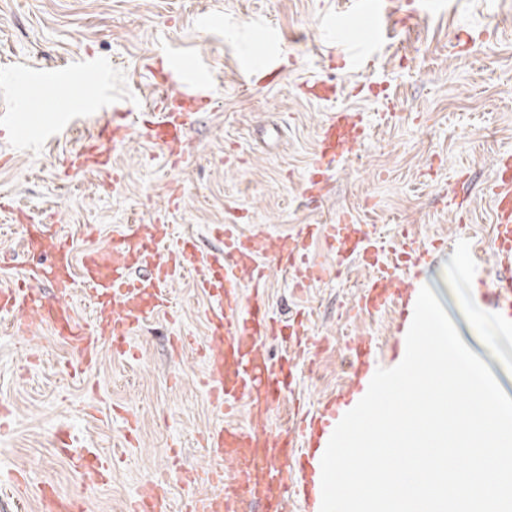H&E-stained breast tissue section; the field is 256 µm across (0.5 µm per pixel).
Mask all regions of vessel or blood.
<instances>
[{"label": "vessel or blood", "mask_w": 512, "mask_h": 512, "mask_svg": "<svg viewBox=\"0 0 512 512\" xmlns=\"http://www.w3.org/2000/svg\"><path fill=\"white\" fill-rule=\"evenodd\" d=\"M170 67L171 76L157 85L156 101L138 111L114 108L111 120L100 125L81 150L69 157V169H110L112 151L125 143L135 127L165 147L171 160H179L191 115L209 101V79L199 69H185L176 56L171 57ZM77 70L99 81L108 77L99 59L89 53L78 67L63 66L38 74L37 79L53 85ZM366 135V128L352 113H329L317 140L316 167L347 157ZM491 198L496 227L491 250L495 255L508 256L512 254V164L499 166ZM213 233L223 242L224 254L206 259L200 257L194 235L172 236L170 225L161 219L152 224L118 225L106 250L89 249L78 259L70 244L61 243L54 248L49 264L29 266L18 281L0 285V314H25V321L14 325L24 336L29 335L32 323L50 326L57 341L71 348L72 371L79 376L96 364L101 342H109L117 353H129L134 329L170 307L172 285L185 277H196L211 299L205 310L209 340L203 351L211 369L205 380L208 395L222 414L247 404L251 424H228L209 434L207 442L215 465L201 480L215 485L216 490L191 493L183 504L184 512H241L247 501L261 505L273 501L277 512H286L289 475L299 456L316 459L319 451L312 442L320 431L331 427L338 412L330 408L311 416L297 431L275 433L268 429V409L284 389L291 387V372L302 351L301 340L291 341L275 365L264 350L265 340L282 332L280 321L266 302L269 268L277 267L294 287L302 289L322 280L326 273L342 275L347 259L359 254L363 266L374 270L355 301L362 312L370 315L392 304L404 326L413 313L412 301L396 289L394 272L380 261L387 244L362 233L350 218L336 224H303L286 235L263 224L245 230L234 223L215 225ZM319 241L331 257L330 269H323L309 257L310 244ZM75 265L80 268L76 277L71 274ZM78 278L91 288L96 300L91 324L81 321L63 303ZM43 283L54 288V298L41 293ZM69 464L92 484L109 481L110 466L90 462L87 454L70 456ZM0 493L14 498L19 508L29 494L36 499L39 512H57L60 506L53 487L30 490L19 473L9 483L0 482ZM129 509L162 512L163 500L156 488L149 486L137 493Z\"/></svg>", "instance_id": "obj_1"}]
</instances>
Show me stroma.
I'll use <instances>...</instances> for the list:
<instances>
[{"mask_svg":"<svg viewBox=\"0 0 512 512\" xmlns=\"http://www.w3.org/2000/svg\"><path fill=\"white\" fill-rule=\"evenodd\" d=\"M349 8L350 0H0V108L14 115L0 125V155L13 157L0 166V197L77 256L105 247L117 225L158 217L195 234L208 254L222 248L212 234L217 224H265L286 234L349 213L394 251L410 241L426 250L414 282L431 287L512 397V335L504 333L512 316L495 311L478 325L466 307L502 266L490 249V189L497 157L512 154V0H390L379 46L359 65ZM336 12L345 21L327 25ZM259 20L278 30L279 47L256 33ZM463 32L474 39L467 50L456 46ZM88 51L111 60L113 96L133 103L156 94L148 58L182 56L211 72L212 101L187 130L178 164L135 131L112 156L120 185L68 170L67 158L104 118L85 109L97 83L48 88L27 74ZM323 79L340 86L338 97L306 98L305 85ZM338 108L360 113L368 137L329 167L321 196L309 200L302 190L318 127ZM174 186L182 198L172 211ZM22 236L19 226L0 233V253L12 258L0 278L50 262V251L28 252ZM461 252L463 269L455 262ZM369 275L356 263L298 290L271 272V310L285 320L301 315L310 347L297 360L292 391L268 412L270 430L288 427L294 405L315 413L345 392L355 346L379 367L399 364L394 308L362 315L353 307ZM172 293L167 314L135 329L130 354L101 344L98 364L80 377L50 328L26 338L11 329L14 314H0V406L9 411L0 474L24 471L29 483L52 484L62 498H84L87 512H127L154 483L166 512H179L191 491L187 476L212 464L206 437L224 419L203 387L207 366L198 353L209 299L190 277ZM126 412L139 425L130 446ZM120 448L125 454L101 488L67 460L71 452L107 458Z\"/></svg>","mask_w":512,"mask_h":512,"instance_id":"35a3bbf8","label":"stroma"}]
</instances>
